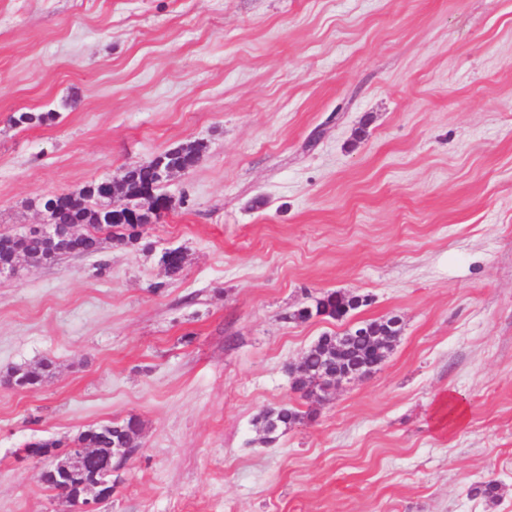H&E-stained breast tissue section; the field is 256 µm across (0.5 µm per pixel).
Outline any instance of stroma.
I'll use <instances>...</instances> for the list:
<instances>
[{"instance_id": "stroma-1", "label": "stroma", "mask_w": 512, "mask_h": 512, "mask_svg": "<svg viewBox=\"0 0 512 512\" xmlns=\"http://www.w3.org/2000/svg\"><path fill=\"white\" fill-rule=\"evenodd\" d=\"M190 144L138 243L0 273V378L53 363L0 382V512H74L23 448L132 416L106 512H512V0H0V233ZM333 291L370 301L292 320ZM391 316L371 375L293 390ZM349 329L346 330L342 335H336V334H324L323 336H320V338L315 342L313 345H311L304 353L303 360L306 366V379L308 382L304 380H297L293 387L295 390L301 392L304 397H310L307 392H303L304 388L307 386V384H312L313 381L316 379L317 375L320 372V367L323 364V361L325 359L324 356V345L329 343L330 340L336 341V336H345L348 334ZM301 419L303 415L300 411L282 406L264 410L257 418V422L260 423L262 430L271 436L282 429L290 428Z\"/></svg>"}]
</instances>
